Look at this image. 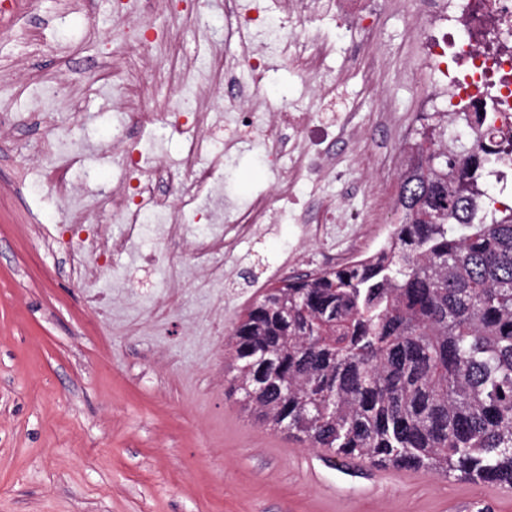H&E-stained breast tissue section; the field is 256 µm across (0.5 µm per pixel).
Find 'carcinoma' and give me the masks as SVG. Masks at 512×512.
<instances>
[{
    "label": "carcinoma",
    "mask_w": 512,
    "mask_h": 512,
    "mask_svg": "<svg viewBox=\"0 0 512 512\" xmlns=\"http://www.w3.org/2000/svg\"><path fill=\"white\" fill-rule=\"evenodd\" d=\"M422 120L402 223L371 255L266 289L228 340L231 391L342 462L512 487V208L482 202L512 136L488 147L469 112Z\"/></svg>",
    "instance_id": "cac0c4a2"
}]
</instances>
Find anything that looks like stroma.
Instances as JSON below:
<instances>
[{"label": "stroma", "instance_id": "stroma-1", "mask_svg": "<svg viewBox=\"0 0 512 512\" xmlns=\"http://www.w3.org/2000/svg\"><path fill=\"white\" fill-rule=\"evenodd\" d=\"M116 7L0 0V73L23 75L17 87L0 88V104L17 115L0 134V512H454L492 492L495 512H512V489L482 481L379 468L348 475L229 396L225 342L273 284L271 268L284 262L296 274L330 265L305 225H265L207 276L155 236L131 242L94 278L74 269L60 233L66 209L42 183L34 151L66 131L70 100L83 95L80 133L89 143L74 172L78 201L92 205L120 176L112 131L123 119L124 89L95 87L102 45L85 30L89 22L103 34L118 29ZM195 11L212 18L188 43L198 54L224 37V0H184L157 23L176 28ZM374 23L375 43L338 23L323 27L336 44L331 65L362 110L355 137L328 143L336 179L296 189L305 217L325 197L378 214L379 223L357 225L359 242L336 237V250L354 260L375 252L403 219L398 178L377 180L376 170L389 156L406 161L422 113L448 108L408 72L417 44L399 0H385ZM45 74L67 87L47 123L31 113L33 80ZM301 89V75L272 59L264 90L272 104ZM126 139L151 161L181 153L159 126L128 127ZM262 149L254 140L224 159L223 190L237 206L273 190ZM151 253L159 269L147 268ZM99 291L111 304L98 316L87 298Z\"/></svg>", "mask_w": 512, "mask_h": 512}]
</instances>
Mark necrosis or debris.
<instances>
[{"label":"necrosis or debris","mask_w":512,"mask_h":512,"mask_svg":"<svg viewBox=\"0 0 512 512\" xmlns=\"http://www.w3.org/2000/svg\"><path fill=\"white\" fill-rule=\"evenodd\" d=\"M379 6L380 0H283L280 11L298 25V32L275 34L266 45L249 48L238 60L225 53V42L260 28L272 8L271 0H255L246 12L240 0H224V13L235 24L225 30L223 40L211 42L199 59L184 53L177 29L137 39L144 51L151 40H160L165 57L153 82L129 79L125 119L144 127L164 125L182 142L183 150L176 162L149 164L125 150L124 130L116 128L112 141L123 150V179L86 210L72 204L75 189L69 171L80 160V150H64L63 140L54 136L43 142L39 156L50 162L43 180L57 200L70 206L66 229L76 239L74 263L82 267L88 259L104 262L124 252L129 242L146 231L152 216L163 220L165 237L183 240L194 267L212 269L241 241L251 238L259 225L289 215L288 204L298 185L317 186L334 178L335 164L325 143L329 137L349 134V118L360 111L361 104L346 97L342 76L330 68L335 47L319 24L338 20L359 28L371 40L375 31L370 20ZM410 6L420 16L414 26L419 48L411 70L447 101L449 111L479 113L486 141L497 140L499 129L512 125V0H411ZM271 55L295 66L308 88L276 111L263 95ZM233 83L240 86L241 103L230 123L222 124L214 119L219 110L216 100ZM162 87L171 92L193 88L196 100L190 112L158 99ZM281 128L292 132L291 140L279 138ZM256 135L261 136L265 156L279 174L274 196H256L246 208L227 211L223 223L192 231L185 220L213 193L225 153ZM64 151L69 154L68 163L53 164V157ZM159 179L169 186V194L156 193L154 184ZM275 198L284 201V208L273 209ZM112 222L120 225L119 234L108 231Z\"/></svg>","instance_id":"obj_1"}]
</instances>
